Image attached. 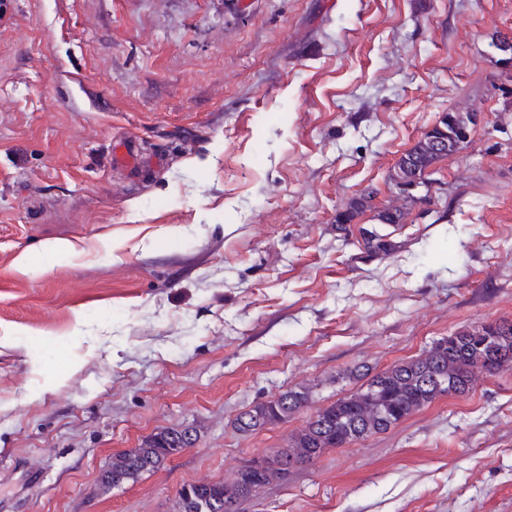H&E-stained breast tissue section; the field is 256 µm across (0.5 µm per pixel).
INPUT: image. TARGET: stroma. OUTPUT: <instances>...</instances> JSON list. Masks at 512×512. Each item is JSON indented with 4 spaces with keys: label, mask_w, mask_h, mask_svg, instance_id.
Wrapping results in <instances>:
<instances>
[{
    "label": "stroma",
    "mask_w": 512,
    "mask_h": 512,
    "mask_svg": "<svg viewBox=\"0 0 512 512\" xmlns=\"http://www.w3.org/2000/svg\"><path fill=\"white\" fill-rule=\"evenodd\" d=\"M505 38L512 0H0V512H174L361 372L512 321ZM447 112L480 121L410 204L395 163ZM367 189L407 212L387 256ZM180 426L195 446L103 488ZM241 512H512V368ZM309 401V393L306 389H289L272 396L265 403H257L251 408L243 411L236 419L239 431L246 432V427L256 426L258 428L249 432H255L265 429L269 426H275L279 423L288 421L293 414L300 411ZM253 419L256 424L252 425ZM244 420H247L244 422ZM186 427H170L163 429L151 437L145 439L140 448H132L112 456L111 464L102 472L101 481L109 488L119 487L122 484L137 479L144 472L153 471L162 466L167 460L181 453L185 448H190L198 441V436L193 430L182 435Z\"/></svg>",
    "instance_id": "35a3bbf8"
}]
</instances>
